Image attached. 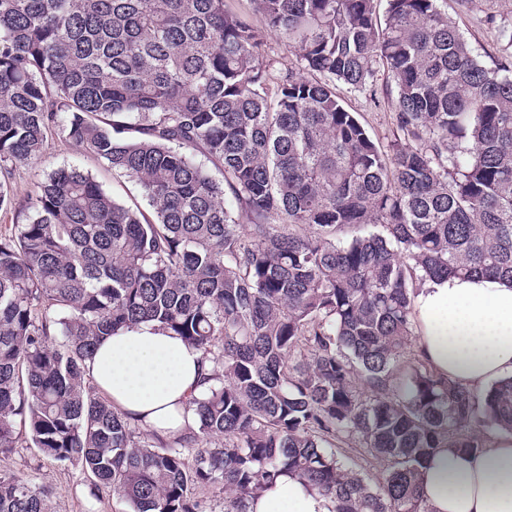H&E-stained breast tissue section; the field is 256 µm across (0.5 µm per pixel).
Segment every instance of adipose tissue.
Instances as JSON below:
<instances>
[{
    "instance_id": "1",
    "label": "adipose tissue",
    "mask_w": 512,
    "mask_h": 512,
    "mask_svg": "<svg viewBox=\"0 0 512 512\" xmlns=\"http://www.w3.org/2000/svg\"><path fill=\"white\" fill-rule=\"evenodd\" d=\"M416 349L437 375L477 391L512 375V286L492 277L428 281L414 301ZM202 354L155 323L108 337L87 364L95 385L131 422L169 436L201 397ZM432 512H512V435L465 453L439 449L423 470ZM249 512H329L292 476L267 485Z\"/></svg>"
}]
</instances>
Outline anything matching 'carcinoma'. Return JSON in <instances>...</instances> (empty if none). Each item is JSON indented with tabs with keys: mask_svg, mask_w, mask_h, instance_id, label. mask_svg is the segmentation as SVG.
I'll return each instance as SVG.
<instances>
[{
	"mask_svg": "<svg viewBox=\"0 0 512 512\" xmlns=\"http://www.w3.org/2000/svg\"><path fill=\"white\" fill-rule=\"evenodd\" d=\"M0 0V454L24 438L132 512H224L296 476L330 512H430L423 468L512 434V376L478 393L415 350L413 282L512 283V68L437 0ZM299 61L272 87L257 50ZM397 89L387 154L336 98ZM57 136L135 182L150 212L65 164L20 200L13 168ZM154 322L211 382L164 439L87 378L108 336ZM0 476V512H49ZM225 8L245 18L256 27L263 26L262 16L256 11L253 0H224ZM195 496L203 500L202 512H224V487L222 485L196 489Z\"/></svg>",
	"mask_w": 512,
	"mask_h": 512,
	"instance_id": "obj_1",
	"label": "carcinoma"
}]
</instances>
